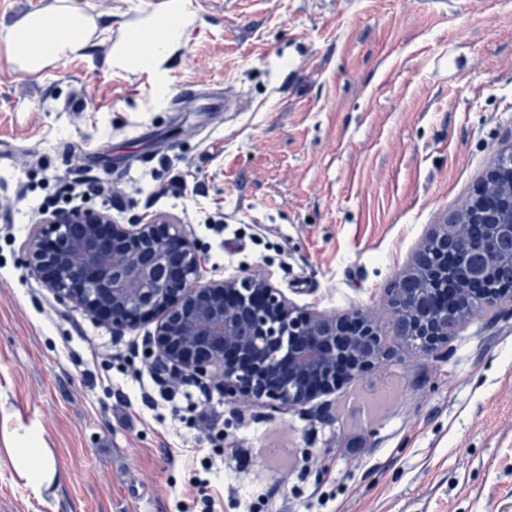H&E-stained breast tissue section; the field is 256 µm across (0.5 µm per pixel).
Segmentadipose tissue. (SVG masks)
<instances>
[{
	"label": "adipose tissue",
	"mask_w": 512,
	"mask_h": 512,
	"mask_svg": "<svg viewBox=\"0 0 512 512\" xmlns=\"http://www.w3.org/2000/svg\"><path fill=\"white\" fill-rule=\"evenodd\" d=\"M188 0H164L140 24L130 26L109 54L111 67L125 71L158 70L183 46L185 27L194 21ZM98 32L93 15L71 0L25 13L0 28V50L9 65L34 76L47 67L86 51ZM0 464L8 465L15 483L40 496L60 484L52 449L36 445L20 430L0 435Z\"/></svg>",
	"instance_id": "adipose-tissue-1"
}]
</instances>
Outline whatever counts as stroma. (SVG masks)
<instances>
[{
	"instance_id": "obj_1",
	"label": "stroma",
	"mask_w": 512,
	"mask_h": 512,
	"mask_svg": "<svg viewBox=\"0 0 512 512\" xmlns=\"http://www.w3.org/2000/svg\"><path fill=\"white\" fill-rule=\"evenodd\" d=\"M72 2L121 32L163 0ZM191 3L156 73L109 67L108 39L37 78L0 56V432L43 439L63 476L36 498L0 466V512H202L201 479L215 512H512V310L302 406L229 402L211 377L168 403L156 319L113 332L31 276V206L94 177L88 207L118 223L175 218L201 280L268 274L387 327L386 289L512 142V0ZM194 82L243 112L203 111Z\"/></svg>"
}]
</instances>
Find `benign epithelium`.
Here are the masks:
<instances>
[{"label": "benign epithelium", "mask_w": 512, "mask_h": 512, "mask_svg": "<svg viewBox=\"0 0 512 512\" xmlns=\"http://www.w3.org/2000/svg\"><path fill=\"white\" fill-rule=\"evenodd\" d=\"M473 224L512 243V144L498 150L474 196L423 241L417 254L429 262L412 264L387 289L395 321L419 337L416 348L425 355L448 345V316L460 323L477 304L489 313L512 308L510 289L488 288L477 303L474 290L451 281L448 241L464 253L479 247L470 239ZM25 252L42 287L114 330L160 315L156 363L176 378L223 377L229 402L306 404L341 380L361 377L396 342L395 332L363 310L346 317L303 311L262 274L199 283L196 245L163 215L119 224L105 211H55L35 225ZM505 261L512 266V250L504 259L485 256L470 277L482 279ZM411 276L422 282L413 297L399 287Z\"/></svg>", "instance_id": "7a95c632"}]
</instances>
